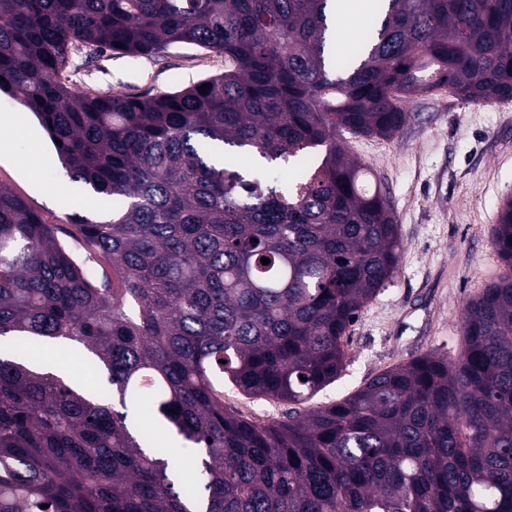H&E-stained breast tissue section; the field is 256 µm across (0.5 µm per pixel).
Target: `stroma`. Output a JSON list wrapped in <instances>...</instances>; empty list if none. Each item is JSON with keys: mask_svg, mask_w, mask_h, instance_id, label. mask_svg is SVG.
Masks as SVG:
<instances>
[{"mask_svg": "<svg viewBox=\"0 0 512 512\" xmlns=\"http://www.w3.org/2000/svg\"><path fill=\"white\" fill-rule=\"evenodd\" d=\"M224 58L174 45L157 57L101 54L74 59L69 80L90 94L173 92L222 72ZM409 118L391 138L344 135L348 155L367 166L399 224L403 249L395 277L360 312L345 343L336 382L300 404L312 411L344 399L377 374L416 356H457L460 311L502 271L493 236L498 212L512 198V102L466 104L447 89L414 95ZM0 185L12 190L70 245L68 216L83 210L84 191L62 167L47 134L32 137L35 116L0 94ZM224 403L243 417L283 419L287 403L256 399L225 386ZM137 427L168 451L185 482L199 477L196 456L148 414Z\"/></svg>", "mask_w": 512, "mask_h": 512, "instance_id": "35a3bbf8", "label": "stroma"}]
</instances>
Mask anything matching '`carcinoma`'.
Wrapping results in <instances>:
<instances>
[{"mask_svg": "<svg viewBox=\"0 0 512 512\" xmlns=\"http://www.w3.org/2000/svg\"><path fill=\"white\" fill-rule=\"evenodd\" d=\"M335 18L334 0H0V93L109 212L69 216L81 263L0 186V512H512V199L494 236L505 273L465 303L455 359L416 356L294 409L336 381L402 249L337 133L390 138L410 96L442 87L512 101V0H376L339 68ZM174 43L224 55V72L152 96L65 79L78 53ZM105 265L120 287L95 285ZM60 342L105 385L26 361ZM226 381L293 408L246 420ZM130 410L205 453L201 478L177 482Z\"/></svg>", "mask_w": 512, "mask_h": 512, "instance_id": "cac0c4a2", "label": "carcinoma"}]
</instances>
